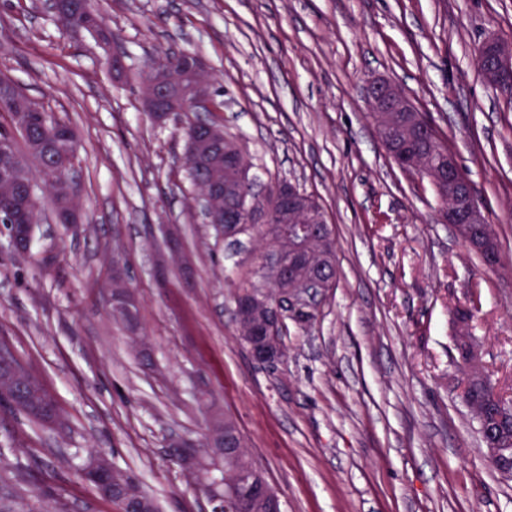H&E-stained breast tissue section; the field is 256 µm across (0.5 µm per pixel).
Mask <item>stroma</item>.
I'll use <instances>...</instances> for the list:
<instances>
[{"label":"stroma","instance_id":"stroma-1","mask_svg":"<svg viewBox=\"0 0 512 512\" xmlns=\"http://www.w3.org/2000/svg\"><path fill=\"white\" fill-rule=\"evenodd\" d=\"M122 56L41 0H0V75L75 127L79 229L43 206L28 251L0 226V341L52 395L60 429L0 405V499L38 512H117L78 473L88 451L135 476L160 512H211L170 444L228 413L283 512H512L457 396L451 310L475 303L484 364L512 388V97L473 65L512 39V0H93ZM201 55L218 112L261 183L317 196L339 281L283 357L254 364L234 294L260 283L256 230L205 224L184 163V112L156 123L137 73L162 50ZM395 82L448 134L500 242L490 268L441 223L428 182L390 162L364 87ZM141 340L111 316L114 268Z\"/></svg>","mask_w":512,"mask_h":512}]
</instances>
